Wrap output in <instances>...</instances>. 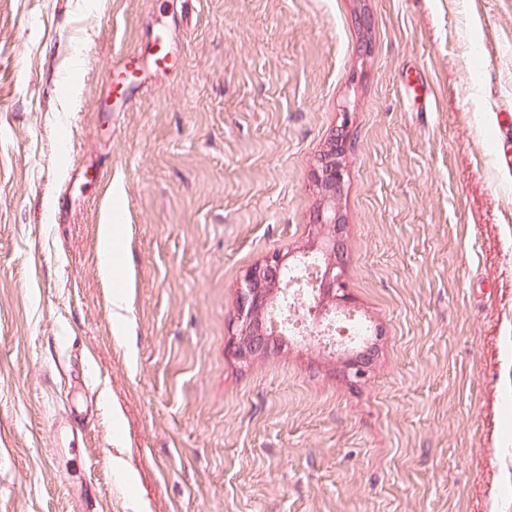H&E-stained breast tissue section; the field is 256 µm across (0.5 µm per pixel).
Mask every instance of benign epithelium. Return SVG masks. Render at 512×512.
<instances>
[{"label":"benign epithelium","mask_w":512,"mask_h":512,"mask_svg":"<svg viewBox=\"0 0 512 512\" xmlns=\"http://www.w3.org/2000/svg\"><path fill=\"white\" fill-rule=\"evenodd\" d=\"M346 174V141L342 133L330 137L327 149L320 155L314 168V181L319 202L312 222L317 248L319 297L331 305L345 307L351 298L345 288V257L340 237L345 221L336 202L344 191ZM284 257L275 254L255 265L245 274L238 291L239 329L228 342V352L237 362L246 365L278 345L282 337L269 334L267 317L288 298V288L281 279ZM372 361V347L343 363L346 378L358 381L364 378Z\"/></svg>","instance_id":"1"}]
</instances>
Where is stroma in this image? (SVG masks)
I'll use <instances>...</instances> for the list:
<instances>
[{"label":"stroma","mask_w":512,"mask_h":512,"mask_svg":"<svg viewBox=\"0 0 512 512\" xmlns=\"http://www.w3.org/2000/svg\"><path fill=\"white\" fill-rule=\"evenodd\" d=\"M507 105L512 0H0V512H512ZM338 129L355 384L227 350ZM110 220L112 222V210L110 211ZM108 220L107 224H100L98 230V248L101 256V271L103 275L112 282L113 297L112 304L118 317H122L120 311L125 308L126 300L121 284L119 266L114 263L113 255L119 250L121 240V229L119 224H112ZM373 352V354L371 353ZM375 351L372 350V345L365 348L362 352L356 354L354 357L349 358L343 363V373L347 379L358 381L364 378L366 368L370 364L374 356Z\"/></svg>","instance_id":"stroma-1"}]
</instances>
